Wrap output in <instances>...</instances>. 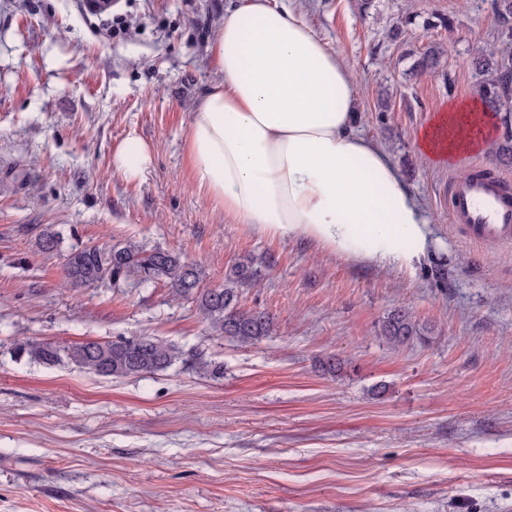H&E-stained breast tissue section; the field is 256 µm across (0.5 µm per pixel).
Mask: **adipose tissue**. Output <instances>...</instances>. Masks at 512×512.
<instances>
[{"instance_id": "1", "label": "adipose tissue", "mask_w": 512, "mask_h": 512, "mask_svg": "<svg viewBox=\"0 0 512 512\" xmlns=\"http://www.w3.org/2000/svg\"><path fill=\"white\" fill-rule=\"evenodd\" d=\"M212 50L221 77L190 114V186L234 222L316 242L332 257L411 270L431 235L420 199L377 140L356 129L359 84L292 8L239 0ZM512 114L449 102L418 137L446 164L487 149Z\"/></svg>"}]
</instances>
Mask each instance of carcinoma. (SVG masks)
I'll return each mask as SVG.
<instances>
[{"mask_svg": "<svg viewBox=\"0 0 512 512\" xmlns=\"http://www.w3.org/2000/svg\"><path fill=\"white\" fill-rule=\"evenodd\" d=\"M495 11L499 32L496 45L476 50L472 68L478 96L489 106L512 114V41L502 36L506 31L512 32V0H495ZM445 55L442 44H427L411 67L410 76L435 71ZM495 154L503 165L512 166V128L506 129L496 142ZM38 249L45 259H53L60 251V237L50 230L43 232ZM253 278L251 266L244 259L224 285L204 288L202 270L181 252L135 242L74 248L65 261V280L74 287L106 282L114 286L129 282L141 287L162 280L175 297L194 299L197 313L211 335L226 336L244 346H255L274 331V318L268 312L239 306L238 286ZM432 333L433 328L420 322L406 307L390 311L380 329V336L394 346L424 341ZM18 355L48 366L73 365L90 374L121 379L166 370L182 361L185 353L176 344L154 336H130L116 342L88 341L71 346L22 342ZM316 365L322 374L335 378L348 362L330 354L319 358ZM192 368L204 377L223 374L221 366L201 353L192 355Z\"/></svg>", "mask_w": 512, "mask_h": 512, "instance_id": "cac0c4a2", "label": "carcinoma"}]
</instances>
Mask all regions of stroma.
Returning a JSON list of instances; mask_svg holds the SVG:
<instances>
[{"label": "stroma", "mask_w": 512, "mask_h": 512, "mask_svg": "<svg viewBox=\"0 0 512 512\" xmlns=\"http://www.w3.org/2000/svg\"><path fill=\"white\" fill-rule=\"evenodd\" d=\"M85 0H0V512H512V247L480 251L446 192L493 151L443 166L420 131L475 96L470 54L489 45L492 0H302L359 82L358 129L397 164L431 222L414 271L341 260L305 239L262 236L189 189L191 112L220 77L212 35L232 0H115L109 38ZM415 22L387 36L402 13ZM444 15L452 29L425 27ZM439 71L407 78L428 43ZM136 137L143 177L115 165ZM61 252L44 259V230ZM126 241L179 250L223 285L251 259L242 308L275 318L255 346L209 335L169 286L72 287L67 252ZM409 308L429 342L394 347ZM150 335L222 365L176 363L112 379L17 359L20 341L72 345ZM349 362L333 379L315 367ZM433 328L421 323L406 307L390 311L381 324L380 336L389 344L403 346L416 341H425L432 336Z\"/></svg>", "instance_id": "obj_1"}]
</instances>
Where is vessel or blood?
I'll return each mask as SVG.
<instances>
[{
  "mask_svg": "<svg viewBox=\"0 0 512 512\" xmlns=\"http://www.w3.org/2000/svg\"><path fill=\"white\" fill-rule=\"evenodd\" d=\"M448 203L454 223L477 248L512 245V178L472 168L450 183Z\"/></svg>",
  "mask_w": 512,
  "mask_h": 512,
  "instance_id": "b4317fda",
  "label": "vessel or blood"
}]
</instances>
